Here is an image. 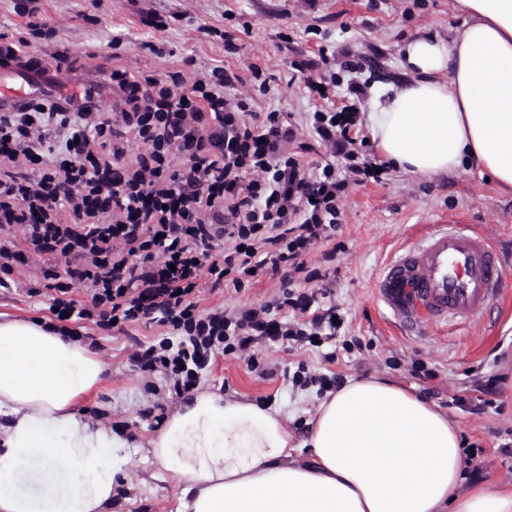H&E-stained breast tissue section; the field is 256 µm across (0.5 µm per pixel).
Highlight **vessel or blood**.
<instances>
[{
	"label": "vessel or blood",
	"mask_w": 512,
	"mask_h": 512,
	"mask_svg": "<svg viewBox=\"0 0 512 512\" xmlns=\"http://www.w3.org/2000/svg\"><path fill=\"white\" fill-rule=\"evenodd\" d=\"M61 74L0 65V111L46 91L64 90ZM507 278L498 252L476 231L441 225L391 259L377 282L378 298L404 325L471 322Z\"/></svg>",
	"instance_id": "b4317fda"
}]
</instances>
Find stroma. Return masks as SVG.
I'll return each instance as SVG.
<instances>
[{"instance_id":"stroma-1","label":"stroma","mask_w":512,"mask_h":512,"mask_svg":"<svg viewBox=\"0 0 512 512\" xmlns=\"http://www.w3.org/2000/svg\"><path fill=\"white\" fill-rule=\"evenodd\" d=\"M40 7L61 31L52 40L32 38L31 49L39 56L67 50L75 66L72 80L105 79L119 66L158 78L224 67L236 74V90L251 95L255 112H285L300 126L309 112L351 105L357 136L366 141L376 93L406 76L400 65L404 42L424 33L444 39L464 22L454 0H102L97 8L91 0H40ZM155 15L166 20V28L149 26ZM201 23L217 29V36L199 32ZM224 32L234 36L236 52L225 51ZM116 37L123 41L117 50L112 47ZM145 42L164 44L166 55L142 50ZM323 47L336 56V80L319 98L308 94L296 65L317 60ZM90 49L96 50L95 59L86 58ZM254 64L268 77V92H259L250 71ZM339 205L335 238L317 244L307 258L309 267L329 268L330 276L305 285L341 317L335 336L319 347L258 343L256 369L236 356L216 353L198 388L280 405L298 444L307 438V422L324 392L317 382L305 387L294 382L296 371L342 383L382 377L457 423L463 448L479 458L482 469L480 477H466V485L494 481L512 488V461L498 451L512 441V280L478 321L439 324L422 335L401 325L374 288L384 265L416 233L443 220L464 222L484 234L512 271V193L474 168L432 178L390 168L381 182H350ZM42 278L37 265L15 274L11 287L0 288V314L52 319L49 298L37 292ZM277 296L278 279L267 274L240 292L204 284L198 302L203 310L236 312ZM74 328L106 366L104 382L87 402L94 419L147 439L158 429L156 415L172 413L178 403L159 402L148 392L130 356L172 337V330L157 323L102 328L85 320ZM127 480L111 512H178V491L145 449L132 450Z\"/></svg>"}]
</instances>
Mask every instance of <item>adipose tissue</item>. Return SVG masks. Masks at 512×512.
Returning a JSON list of instances; mask_svg holds the SVG:
<instances>
[{
    "mask_svg": "<svg viewBox=\"0 0 512 512\" xmlns=\"http://www.w3.org/2000/svg\"><path fill=\"white\" fill-rule=\"evenodd\" d=\"M449 39L402 47L413 78L367 120L386 163L427 177L466 166L512 190V0H455ZM103 362L71 328L0 314V512H109L136 440L85 407ZM292 444L279 407L202 390L146 442L180 512H512V490L463 485L459 429L389 381L326 392Z\"/></svg>",
    "mask_w": 512,
    "mask_h": 512,
    "instance_id": "1",
    "label": "adipose tissue"
}]
</instances>
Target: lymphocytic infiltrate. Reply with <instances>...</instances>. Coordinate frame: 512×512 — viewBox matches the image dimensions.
I'll use <instances>...</instances> for the list:
<instances>
[{
	"instance_id": "obj_1",
	"label": "lymphocytic infiltrate",
	"mask_w": 512,
	"mask_h": 512,
	"mask_svg": "<svg viewBox=\"0 0 512 512\" xmlns=\"http://www.w3.org/2000/svg\"><path fill=\"white\" fill-rule=\"evenodd\" d=\"M234 79L221 67L164 81L116 68L107 91L86 87L0 113V287L49 255L62 266L43 282L55 315L168 326L179 344L161 339L133 360L177 395L215 352L248 358L260 339L312 342L322 317L311 312L314 295L293 283L319 278L306 257L341 222L335 163L306 171L310 144L297 142L281 113L258 118ZM306 124L345 146L348 169L375 178L376 162L352 148L354 113L318 110ZM15 227L22 243L3 236ZM268 271L281 276L272 304L200 311L203 280L239 292Z\"/></svg>"
}]
</instances>
